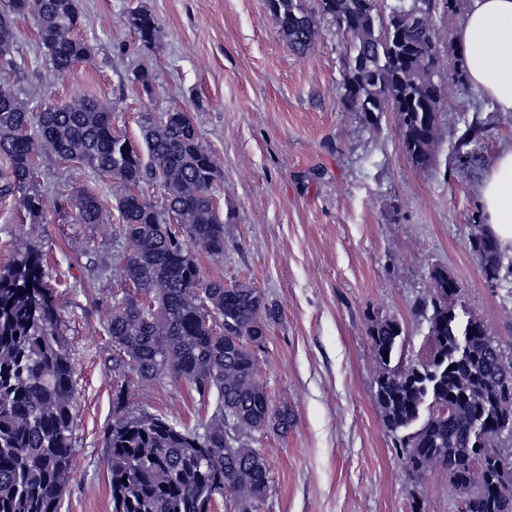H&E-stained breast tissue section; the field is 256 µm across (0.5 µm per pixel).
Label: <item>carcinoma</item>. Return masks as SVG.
<instances>
[{
	"mask_svg": "<svg viewBox=\"0 0 512 512\" xmlns=\"http://www.w3.org/2000/svg\"><path fill=\"white\" fill-rule=\"evenodd\" d=\"M267 3L295 52L311 49L316 14L342 23L350 35L344 103L375 128L382 115L397 113L411 161L420 168L434 164L431 138L442 98L433 89L439 51L431 0H410L385 17L377 0H316L313 11L300 0ZM125 22L143 46L155 44L158 24L149 9L131 10ZM38 25L55 76L91 60L90 45L78 36L76 0H43ZM80 100L83 112L72 109L70 100L20 112L0 97V204L9 202L35 217L47 207L28 192L41 162L39 146L94 178L117 180L122 223L115 233L129 243L119 256V271L146 297L112 305L107 331L128 357L122 367L139 383L172 378L201 397L214 392L217 398L212 416L192 429L156 416L146 422L126 417L110 427L106 465L112 512H211L213 498L226 494L261 502L269 491L266 462L243 439L261 426L287 431L292 414L286 405L273 406L256 379L251 343L264 342L273 312L261 313L263 298L252 286L226 288L224 277L203 274L189 251L192 244L212 257L224 255V224L212 201L221 174L187 113L168 112L158 121L143 113L142 147L134 149L113 129L109 108L90 96ZM149 181L163 184L168 207L131 194L130 188ZM60 201L75 223L99 224L108 199L65 181L52 207ZM468 241L485 280L501 281L503 253L496 239L475 224ZM45 266L43 254L29 250L0 268V512H60L73 463L74 368L57 329ZM431 277L440 280V288L417 305L430 311L431 359L391 365L405 339L403 326L394 318L371 320L369 335L381 366L375 399L384 426L398 441L407 469L448 471L463 493L460 512H512L504 507V500L512 501V472L503 473L500 455L488 449L491 432L470 427L471 418L496 403L512 428V389L506 393L501 385L505 378L512 382V357L504 359L508 374L490 361L493 337L479 319L470 354H458L461 286L438 268ZM203 298L223 317L224 332H214L208 323ZM448 404L454 409L450 417L428 411ZM228 429L235 436L234 452L224 448Z\"/></svg>",
	"mask_w": 512,
	"mask_h": 512,
	"instance_id": "1",
	"label": "carcinoma"
}]
</instances>
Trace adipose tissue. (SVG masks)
<instances>
[{"label":"adipose tissue","mask_w":512,"mask_h":512,"mask_svg":"<svg viewBox=\"0 0 512 512\" xmlns=\"http://www.w3.org/2000/svg\"><path fill=\"white\" fill-rule=\"evenodd\" d=\"M456 41L471 86L498 111L512 112V0H470ZM479 196L491 234L512 248V146L484 175Z\"/></svg>","instance_id":"adipose-tissue-1"}]
</instances>
